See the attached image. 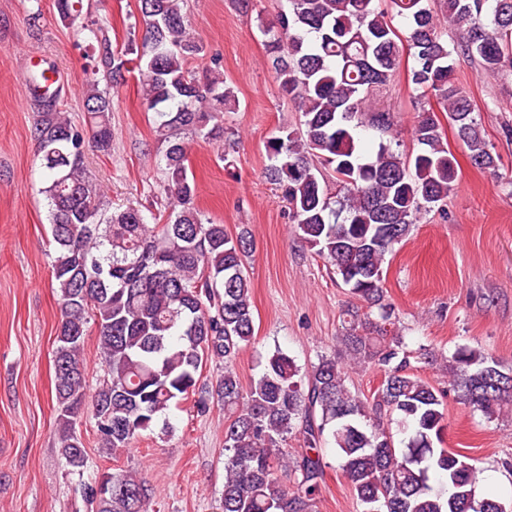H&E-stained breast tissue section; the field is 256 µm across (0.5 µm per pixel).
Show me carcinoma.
<instances>
[{
    "label": "carcinoma",
    "mask_w": 512,
    "mask_h": 512,
    "mask_svg": "<svg viewBox=\"0 0 512 512\" xmlns=\"http://www.w3.org/2000/svg\"><path fill=\"white\" fill-rule=\"evenodd\" d=\"M289 9L263 26L269 60L282 95L299 104L297 127H282L267 145L270 180L278 185L298 238L336 269L344 285L368 304L354 311L338 353L306 373L277 350L243 388L233 359L254 336L245 258L250 232L234 237L194 204L188 176L190 141L224 140V109L235 100L219 68H189L202 47L189 32L181 0H140L146 50L136 56L142 105L156 116L164 146V193L174 209L164 224H147L135 205L111 209L87 173L88 149L112 151V91L129 60L98 41L87 89L86 127L40 92L43 112L32 129L45 175L55 257L52 274L60 319L53 352L58 448L64 468L83 474L87 451L76 433L91 412L106 449L128 448L152 430L171 405L193 400L204 414L224 408L222 512H312L323 477L322 445L335 444L338 469L362 512H512L482 491L472 458L441 447L448 427L442 391L423 379L417 364L438 355L403 347L382 282L385 256L410 233L422 212L446 200L460 168L443 141L437 111L447 113L472 166L498 168L455 78L456 60L475 62L486 74L512 68V0H444L453 43L443 38L428 0H288ZM406 22V33L394 25ZM412 58L408 84L419 108L411 156L381 143L362 157L361 129L392 131L394 113L370 102L390 86L403 57ZM334 174L336 195L322 170ZM95 325L105 379L87 393L81 353ZM224 362L208 388L200 368ZM383 372L371 400L347 385L348 369ZM448 384L471 409L492 419L512 411V369L478 347L463 345L448 364ZM304 448L283 452L292 435ZM292 467L294 490L282 488L275 470ZM112 497L96 482L79 483L95 512H148L151 490L132 471L112 474Z\"/></svg>",
    "instance_id": "cac0c4a2"
}]
</instances>
